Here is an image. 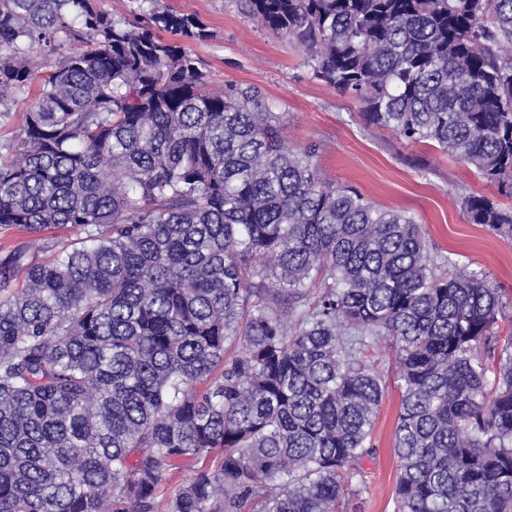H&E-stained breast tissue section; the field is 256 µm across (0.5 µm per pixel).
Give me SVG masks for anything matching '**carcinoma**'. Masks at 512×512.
Returning a JSON list of instances; mask_svg holds the SVG:
<instances>
[{"label": "carcinoma", "instance_id": "carcinoma-1", "mask_svg": "<svg viewBox=\"0 0 512 512\" xmlns=\"http://www.w3.org/2000/svg\"><path fill=\"white\" fill-rule=\"evenodd\" d=\"M363 121L473 168L512 240V0H240ZM194 16L0 0V512H338L397 361L393 512H512V328L487 273L327 181ZM46 57L35 76L34 54ZM77 232L71 236L70 232ZM188 472L187 482L170 484ZM29 106V99L16 97L11 102V112H0V156L7 153V146L22 125L23 112Z\"/></svg>", "mask_w": 512, "mask_h": 512}]
</instances>
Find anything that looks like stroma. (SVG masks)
Returning a JSON list of instances; mask_svg holds the SVG:
<instances>
[{
    "mask_svg": "<svg viewBox=\"0 0 512 512\" xmlns=\"http://www.w3.org/2000/svg\"><path fill=\"white\" fill-rule=\"evenodd\" d=\"M143 11L195 15L206 27L203 40H185L201 59L213 87L227 83L261 88L265 104L280 119L287 142L317 149L323 176L357 188L382 206L414 217L435 251H453L462 262L489 273L504 302L512 303V241L471 223L461 206L468 194L491 196L495 189L474 169L365 125L358 102L316 80L305 52L288 39L258 28L242 14L238 0H143ZM367 362L388 389L372 434L376 452L363 468V492L344 512H393L397 459L393 432L399 407L391 353L371 354Z\"/></svg>",
    "mask_w": 512,
    "mask_h": 512,
    "instance_id": "obj_1",
    "label": "stroma"
}]
</instances>
